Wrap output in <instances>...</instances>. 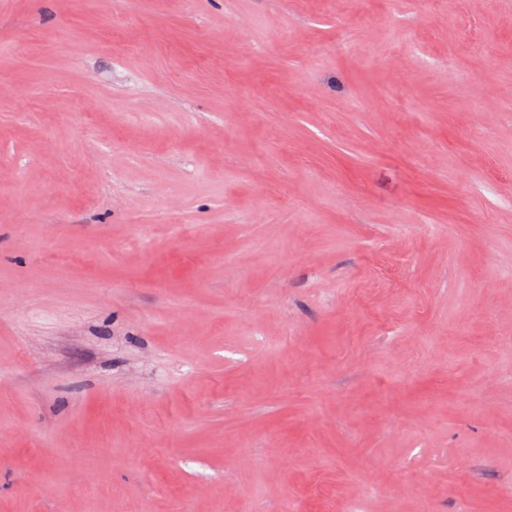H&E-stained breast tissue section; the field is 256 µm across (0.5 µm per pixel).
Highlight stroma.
I'll return each instance as SVG.
<instances>
[{"label":"stroma","mask_w":512,"mask_h":512,"mask_svg":"<svg viewBox=\"0 0 512 512\" xmlns=\"http://www.w3.org/2000/svg\"><path fill=\"white\" fill-rule=\"evenodd\" d=\"M288 506L512 512V0H0V512Z\"/></svg>","instance_id":"obj_1"}]
</instances>
